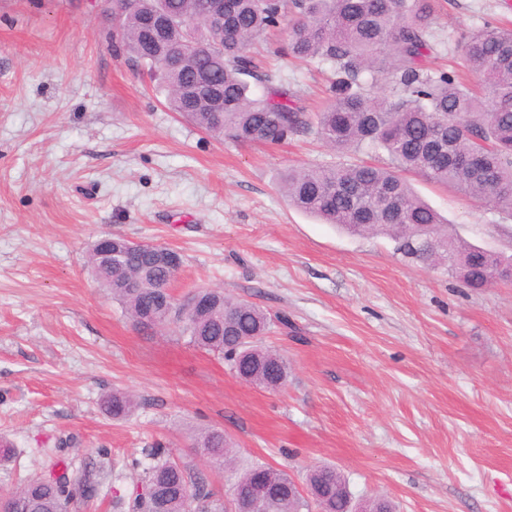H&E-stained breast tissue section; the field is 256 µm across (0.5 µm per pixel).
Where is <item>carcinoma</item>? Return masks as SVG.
Wrapping results in <instances>:
<instances>
[{
    "label": "carcinoma",
    "mask_w": 512,
    "mask_h": 512,
    "mask_svg": "<svg viewBox=\"0 0 512 512\" xmlns=\"http://www.w3.org/2000/svg\"><path fill=\"white\" fill-rule=\"evenodd\" d=\"M202 0H123L119 48L158 77L171 111L199 129L240 143L282 142L315 129L318 138L338 153L385 157L382 165L336 163L288 169L281 187L297 210L357 236L383 235L396 252L424 265L448 263L464 255V280L482 288L488 270L511 264L512 257L484 251L448 235V225L419 198L405 179L412 173L488 202L504 221H512V26L487 23L461 38V53L448 71L425 69L424 53L432 49L431 0H228L224 32L202 17ZM171 27L151 32V18ZM288 21V54L299 62L330 64L334 79L325 109L314 114L297 105L299 92L270 71L257 74L251 48L271 29ZM389 95H378L381 83ZM262 87L260 94L251 85ZM86 266L135 326L152 307L159 325L181 324L193 346L222 355L235 375L264 386L269 370L288 377L287 361L251 336H265L272 317L221 289H204L208 308L183 312L169 308V286L175 274L155 267L144 252L128 254L109 271L92 248ZM132 279L136 288L123 282ZM115 421L127 419L135 399L120 391L103 398ZM200 453L222 469L231 449L224 433H198ZM151 463L142 468L141 490L130 500V512H224L222 496L190 465L172 460L163 444L143 451ZM271 485L290 483L287 473L255 464ZM309 497L273 501L272 512H310L312 503L326 512H353L343 476L332 466L307 475ZM103 477L84 468L73 475L37 476L0 492L13 512H71L98 496Z\"/></svg>",
    "instance_id": "carcinoma-1"
}]
</instances>
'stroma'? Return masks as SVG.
<instances>
[{"mask_svg":"<svg viewBox=\"0 0 512 512\" xmlns=\"http://www.w3.org/2000/svg\"><path fill=\"white\" fill-rule=\"evenodd\" d=\"M487 22L512 23V0H435L425 66L448 69L462 34ZM111 31L100 0H0V438L14 446L0 489L85 462L106 486L78 512H127L115 501L139 473L124 463L159 439L226 499L254 464L300 482L328 464L356 504L512 512V282L474 290L388 237L298 211L279 189L288 168L358 154L312 132L213 138L166 107ZM286 47L284 32L269 36L259 68L320 110L329 65ZM411 182L454 238L512 255V223L488 204ZM105 234L177 250L175 297L220 288L287 315L263 340L287 358L286 384L245 383L177 328L135 327L84 265ZM115 390L136 399L129 420L102 409ZM207 428L223 431L233 468L192 448Z\"/></svg>","mask_w":512,"mask_h":512,"instance_id":"stroma-1","label":"stroma"}]
</instances>
